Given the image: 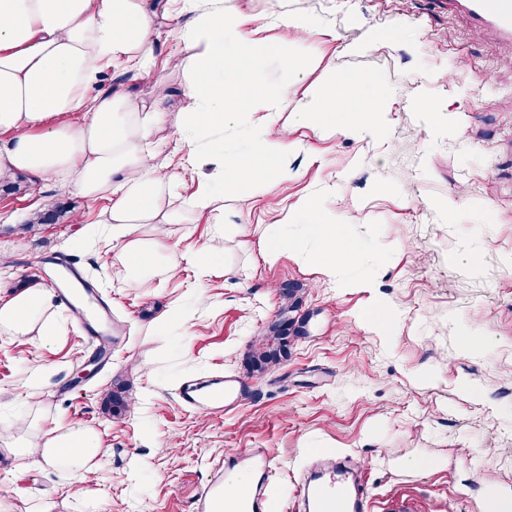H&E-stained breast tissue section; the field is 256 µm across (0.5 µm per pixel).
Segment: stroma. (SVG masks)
I'll return each mask as SVG.
<instances>
[{"label": "stroma", "instance_id": "obj_1", "mask_svg": "<svg viewBox=\"0 0 512 512\" xmlns=\"http://www.w3.org/2000/svg\"><path fill=\"white\" fill-rule=\"evenodd\" d=\"M225 10L257 19L263 64L239 66V79L284 87V114L322 85L324 71L358 80L360 97L382 112L379 137L326 134L289 123L292 148L267 173L263 193L224 187L219 218L182 209L170 242L196 252L216 224L227 227L208 259L202 289L194 274L151 257L140 284L110 240L90 235L104 200L57 199L52 188L0 195V297L38 279L43 257H65L111 303L112 358L95 363L85 328L61 300L56 336L0 332V433L40 441V420L96 431L99 481L65 464L43 469L0 454V482L14 512H195V501L225 453L270 449L276 464L273 512L292 503L294 481L316 456L350 459L365 492L384 499L404 490L411 512H480L479 477L491 470L512 495V45L473 38L467 19L442 0H224ZM309 16L303 43L284 45L283 21ZM302 56L319 68L299 66ZM169 115L155 138L159 159L180 173L171 197L208 189L171 134L183 107L178 75L141 83ZM433 109L420 111L419 100ZM312 200L313 217L287 220ZM456 201L449 218L448 201ZM63 204L54 224L23 231L37 206ZM81 212L84 221L69 215ZM335 224L352 251L334 277L322 271L307 223ZM287 224L301 248L266 261L265 230ZM305 295V333L287 361L249 377L242 359L285 303ZM224 375L250 380L248 402L228 413L183 408L181 383ZM130 382L131 406L103 413L112 381ZM431 461L424 472L411 463Z\"/></svg>", "mask_w": 512, "mask_h": 512}]
</instances>
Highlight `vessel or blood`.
Segmentation results:
<instances>
[{"label":"vessel or blood","instance_id":"1","mask_svg":"<svg viewBox=\"0 0 512 512\" xmlns=\"http://www.w3.org/2000/svg\"><path fill=\"white\" fill-rule=\"evenodd\" d=\"M449 11L464 14L472 33L478 38L497 37L512 42V0H446ZM250 384L227 377L212 379L208 384L188 380L177 395L181 405L191 411L219 414L246 401ZM251 472L253 481L246 504L247 512H270L267 494L275 472L270 449L245 448L225 454L200 492L195 512H214L236 471ZM300 500L311 504L314 512H375L372 499L364 491L349 486L342 471L328 466L313 476L298 480Z\"/></svg>","mask_w":512,"mask_h":512}]
</instances>
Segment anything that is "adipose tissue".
<instances>
[{
    "label": "adipose tissue",
    "mask_w": 512,
    "mask_h": 512,
    "mask_svg": "<svg viewBox=\"0 0 512 512\" xmlns=\"http://www.w3.org/2000/svg\"><path fill=\"white\" fill-rule=\"evenodd\" d=\"M183 14L188 20L176 45L168 46L164 24ZM253 35L242 18L225 13L224 0H0V183L25 176L52 183L62 195L107 197L101 221L112 229L126 283L139 284L149 250L165 247L167 227L179 223L180 212L161 205L178 175L157 165L152 141L167 109L162 100L141 99L138 82L180 76L184 107L173 142L191 162L234 120L227 106L237 102L254 119L253 145L240 156H214L216 177L235 182L258 169L287 174L276 164L290 149L278 109L286 90L255 86L224 70L228 37L244 60L260 66ZM323 85L294 113L295 121L355 136L382 132L377 108L340 111L344 99L356 97L355 82L330 73ZM144 224L153 227L148 242L140 234ZM53 300L39 284L0 298V330L52 339ZM0 450L45 466L63 461L91 477L100 445L94 431L50 422L41 444L5 437Z\"/></svg>",
    "instance_id": "adipose-tissue-1"
}]
</instances>
